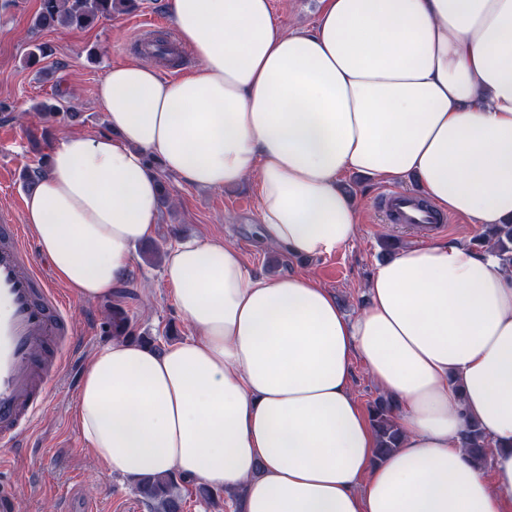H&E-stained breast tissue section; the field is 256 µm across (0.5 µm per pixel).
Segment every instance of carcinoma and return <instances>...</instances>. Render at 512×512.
Instances as JSON below:
<instances>
[{
  "label": "carcinoma",
  "mask_w": 512,
  "mask_h": 512,
  "mask_svg": "<svg viewBox=\"0 0 512 512\" xmlns=\"http://www.w3.org/2000/svg\"><path fill=\"white\" fill-rule=\"evenodd\" d=\"M135 6L136 0H41L34 27L83 28L95 20L112 17V13L116 11L131 10ZM149 53L172 65L180 60L174 47L163 38L150 44ZM485 241L492 244L502 264L512 266V224L495 226L489 231ZM112 335L132 336L128 314L120 306L112 307ZM369 417L377 436V458L381 459L398 447L401 438L395 423L394 406L388 398L380 397L370 407ZM461 443L474 462L485 465L490 442L478 424L466 425L461 435ZM181 483L182 480L174 475L144 476L135 482L134 491L151 506L153 512H184Z\"/></svg>",
  "instance_id": "carcinoma-1"
}]
</instances>
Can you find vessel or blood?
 <instances>
[{
  "label": "vessel or blood",
  "instance_id": "b4317fda",
  "mask_svg": "<svg viewBox=\"0 0 512 512\" xmlns=\"http://www.w3.org/2000/svg\"><path fill=\"white\" fill-rule=\"evenodd\" d=\"M393 223L441 229L416 194L384 196ZM74 343L66 302L42 273L19 224H0V445L18 451L48 402L51 381Z\"/></svg>",
  "mask_w": 512,
  "mask_h": 512
}]
</instances>
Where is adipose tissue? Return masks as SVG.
Segmentation results:
<instances>
[{
	"label": "adipose tissue",
	"mask_w": 512,
	"mask_h": 512,
	"mask_svg": "<svg viewBox=\"0 0 512 512\" xmlns=\"http://www.w3.org/2000/svg\"><path fill=\"white\" fill-rule=\"evenodd\" d=\"M320 2L314 28L287 30L271 0H169L191 73L112 67L108 133L61 137L25 199L68 290L102 300L130 276L160 207L152 159L198 187L254 179L259 240L292 256L355 238L348 173L411 177L438 212L512 223V0ZM163 277L194 336L112 341L77 395L110 473L173 472L236 512H512V268L492 250H402L353 319L314 276L259 275L222 237L178 241ZM357 357L395 404L402 440L382 459ZM469 420L491 472L460 442ZM351 386L359 404L368 415L370 403L383 392L370 380L360 358H355L352 365Z\"/></svg>",
	"instance_id": "1"
}]
</instances>
